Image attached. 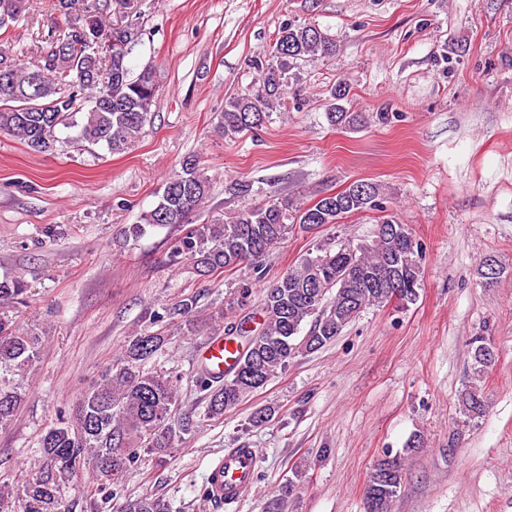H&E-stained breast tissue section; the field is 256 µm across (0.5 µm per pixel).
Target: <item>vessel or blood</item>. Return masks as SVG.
I'll use <instances>...</instances> for the list:
<instances>
[{
	"mask_svg": "<svg viewBox=\"0 0 512 512\" xmlns=\"http://www.w3.org/2000/svg\"><path fill=\"white\" fill-rule=\"evenodd\" d=\"M240 354L223 337L212 338L202 348L200 367L212 374L222 375L231 370ZM259 467V455L253 448H228L211 467L206 478V490L210 500L232 504L255 482Z\"/></svg>",
	"mask_w": 512,
	"mask_h": 512,
	"instance_id": "obj_1",
	"label": "vessel or blood"
}]
</instances>
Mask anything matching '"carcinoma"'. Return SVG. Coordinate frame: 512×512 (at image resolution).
<instances>
[{
  "label": "carcinoma",
  "mask_w": 512,
  "mask_h": 512,
  "mask_svg": "<svg viewBox=\"0 0 512 512\" xmlns=\"http://www.w3.org/2000/svg\"><path fill=\"white\" fill-rule=\"evenodd\" d=\"M25 8V0H0V29L8 28ZM110 0H93L81 14L68 18V31L53 49L32 67L16 64L0 54V133L47 153L58 142L57 133L74 129L75 139L102 144L111 153L128 147L158 106L157 72L146 67L134 75L128 67L140 28L129 26L132 40L123 48H109L111 29L102 18ZM335 45L311 23L284 25L268 56L254 61L257 78L240 94L227 99L217 128L226 136L262 127L296 78L300 63L330 54ZM349 89L339 83L330 90L326 112L332 126L356 127L364 117L342 105ZM324 196L313 204L299 198L273 199L242 209L226 219L189 224L209 192L208 178L189 156L181 172L164 185L156 206L140 223L123 227V242L143 237L147 229L186 224L168 253L172 266L186 261L200 276L256 266L294 226L336 224L344 216L381 206V188L362 182ZM422 246L408 225L393 216L382 219L371 243L339 248L318 247L289 267L265 290L260 321L242 317L224 321L218 312L212 334L223 335L241 350L237 365L222 376L202 371L196 386L204 392L205 415L220 419L262 388L298 354L315 352L331 343L371 306L389 303L394 289L373 288L361 277L371 272L383 278L397 276L405 303L414 302L422 280ZM27 288L13 277L0 279V305L23 304ZM197 296L188 294L153 314L177 329L194 327ZM48 332L23 328L0 317V429L14 421L27 396V382L38 368ZM162 331L134 336L85 390L72 413L61 415L41 434L39 456L33 467L0 485V512H70L63 491L87 482L99 487L121 481L142 453L164 461L175 441L192 429L189 420L173 422L180 375L164 367L148 368L162 356ZM483 336L471 342V381L458 394L459 412L472 421L483 416L486 400L476 381L493 369L497 356L484 354ZM403 484L401 460L386 453L377 460L364 492L365 512H390ZM122 512H172L170 502L150 494L128 500Z\"/></svg>",
  "instance_id": "1"
}]
</instances>
